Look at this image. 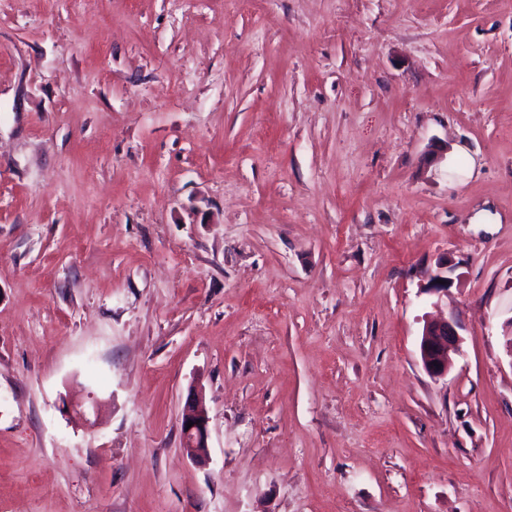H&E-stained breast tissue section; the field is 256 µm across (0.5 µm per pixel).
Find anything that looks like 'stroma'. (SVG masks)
<instances>
[{"instance_id":"obj_1","label":"stroma","mask_w":512,"mask_h":512,"mask_svg":"<svg viewBox=\"0 0 512 512\" xmlns=\"http://www.w3.org/2000/svg\"><path fill=\"white\" fill-rule=\"evenodd\" d=\"M511 321L512 0H0V512H512ZM453 270L454 268L448 266V260L440 262L436 273L430 277L427 286H425L423 290L428 294L437 295L438 297L447 295L448 288L451 287L453 283L452 278L448 276V272H452ZM436 280L446 281V284L436 283ZM458 328L453 318L426 321L422 327L420 359L425 371L435 379L448 377L453 365L451 353L458 351L460 343ZM189 421L193 422L187 428ZM208 418L200 405L198 394L189 397L182 409L183 449L187 456L196 463L208 460Z\"/></svg>"}]
</instances>
